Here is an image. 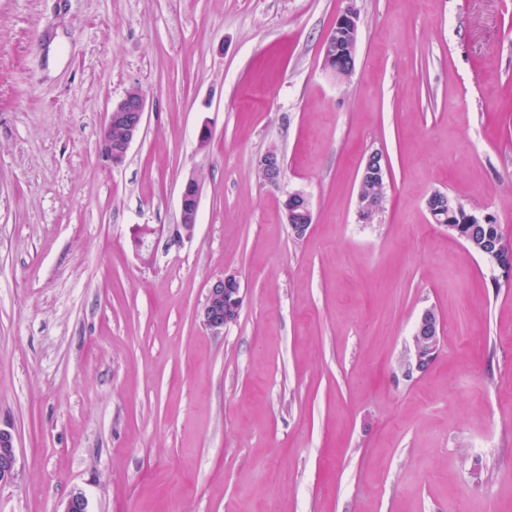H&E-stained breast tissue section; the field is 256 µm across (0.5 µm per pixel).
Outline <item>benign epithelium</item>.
<instances>
[{"label":"benign epithelium","instance_id":"benign-epithelium-1","mask_svg":"<svg viewBox=\"0 0 512 512\" xmlns=\"http://www.w3.org/2000/svg\"><path fill=\"white\" fill-rule=\"evenodd\" d=\"M359 13L354 6H349L336 17L334 27L327 35L323 45L324 66L338 79L348 78L354 70V46L358 40ZM146 100L144 94L133 89L112 106L107 113L101 134H109L112 127L121 129V137L107 142L102 150L103 161L112 166L124 162L131 144L139 137L144 125ZM257 166L265 171L269 184H277L283 176V159L279 151L269 149L257 160ZM382 180L385 168L382 155L371 153L365 161L360 180L367 178ZM201 197V185L193 177H188L180 192V223L173 226L170 238L175 243L189 240L194 235ZM438 195H432L427 201V209L434 223L448 228V231L462 235L459 225L452 223V217L459 212V204L452 198L448 199V212L434 206ZM358 219L369 221V215L378 208V202L360 193L357 197ZM286 223L297 238L305 237L313 224V210L309 197L299 191L288 194L282 204ZM155 234V229L143 225L137 229V247L150 260L148 238ZM243 294L241 281L237 273L226 272L216 279L208 288L205 304L199 314L201 323L215 334L235 323L241 312ZM441 343L440 322L436 311L432 308L424 310L415 327L411 338V354L413 361L405 364L406 373L423 372L433 362ZM17 448L15 437L11 431L0 428V485L10 483L16 474ZM64 512H89L88 499L80 490L72 492Z\"/></svg>","mask_w":512,"mask_h":512}]
</instances>
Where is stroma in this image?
<instances>
[{
  "label": "stroma",
  "mask_w": 512,
  "mask_h": 512,
  "mask_svg": "<svg viewBox=\"0 0 512 512\" xmlns=\"http://www.w3.org/2000/svg\"><path fill=\"white\" fill-rule=\"evenodd\" d=\"M351 5L339 80L322 47ZM132 89L145 127L111 167ZM437 191L512 239V0H0V512L76 489L90 512H512V280L431 223ZM227 271L244 301L215 334L199 313ZM430 307L438 355L405 375ZM358 31L359 13L351 5L337 16L334 27L325 39L323 45L324 66L338 79L348 78L354 70V52ZM146 111V100L144 94L137 89H132L112 106L107 113L106 121L101 130V141L104 134H110L105 148L102 150L103 161L112 166L124 162L131 144L139 137L144 125ZM121 129V137L112 142L117 136L112 127ZM257 166L265 171L268 184H278L283 176V159L279 151L269 149L257 160ZM201 197V185L194 177H188L182 185L180 192V224H175L171 230L170 238L174 243L189 240L194 235ZM362 191L367 195L377 198L380 203V209L382 208V204L386 195L385 181L381 184L377 183L376 181H367L365 182V185L362 187ZM356 206L358 219L362 222H369V215L377 210L378 202H376L371 197L364 195L362 192H359ZM379 210H377L372 215L371 220L374 219L375 215L379 212ZM285 220L296 238L305 237L313 224V210L309 197L303 192L289 193L282 204ZM17 448L11 431L0 428V485L10 483L16 474Z\"/></svg>",
  "instance_id": "1"
}]
</instances>
